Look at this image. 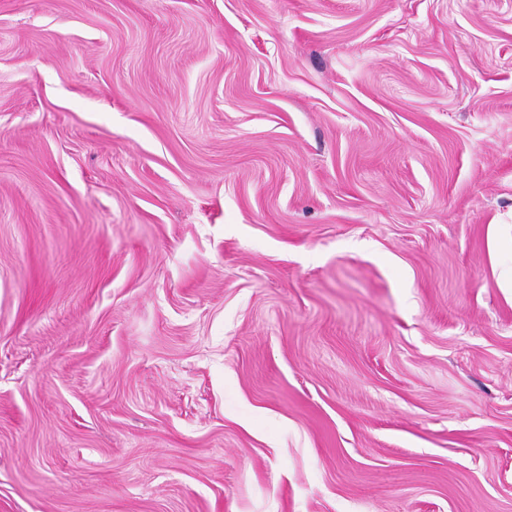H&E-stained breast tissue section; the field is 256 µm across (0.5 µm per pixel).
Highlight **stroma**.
Returning <instances> with one entry per match:
<instances>
[{
    "instance_id": "35a3bbf8",
    "label": "stroma",
    "mask_w": 512,
    "mask_h": 512,
    "mask_svg": "<svg viewBox=\"0 0 512 512\" xmlns=\"http://www.w3.org/2000/svg\"><path fill=\"white\" fill-rule=\"evenodd\" d=\"M512 0H0V512H512Z\"/></svg>"
}]
</instances>
